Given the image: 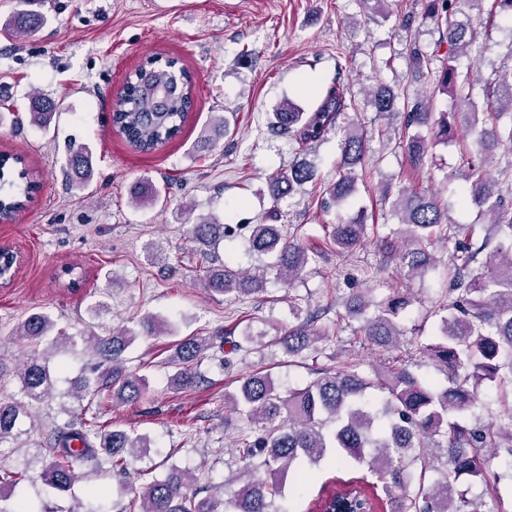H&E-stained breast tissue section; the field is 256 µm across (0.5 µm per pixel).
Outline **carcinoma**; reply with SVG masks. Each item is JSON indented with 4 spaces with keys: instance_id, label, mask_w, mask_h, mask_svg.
<instances>
[{
    "instance_id": "obj_1",
    "label": "carcinoma",
    "mask_w": 512,
    "mask_h": 512,
    "mask_svg": "<svg viewBox=\"0 0 512 512\" xmlns=\"http://www.w3.org/2000/svg\"><path fill=\"white\" fill-rule=\"evenodd\" d=\"M31 8L8 17L0 33L21 38L37 33L46 24V15L35 8L37 0H27ZM459 0H426L422 19L431 20L442 33L448 52L441 66L434 69L437 54L426 53L416 43L407 47L416 73L438 77V89L463 101H471L470 85L475 82L471 65L459 69L476 41L473 18L458 9ZM371 103L384 116L402 112L400 144L410 162L421 167L431 147L423 129L436 131L435 139L453 136L449 113L435 116L429 98L412 99L408 90L395 91L385 86L371 89ZM193 107L192 76L181 69L174 57L149 56L126 77L112 110V125L142 152H151L180 133ZM54 102L37 98L30 121L45 128L56 114ZM346 109L341 85L330 87L320 103L306 112L293 102L282 103L272 113L271 129L301 145L312 146L338 129V118ZM512 114V64L502 65L493 80L483 88L482 112H470L468 130L474 137L478 157L467 162L470 186L460 192L463 202L489 217L487 232L480 246L472 239L456 240V254L448 273L449 291L455 299L448 314L441 318L435 341L419 347V354L432 360L445 372L446 385L439 386L409 371L400 355H391L366 373L352 365L334 373L322 372L305 387L283 397L268 374L254 373L227 395L234 408L259 428L252 440L243 439L237 448L243 463V484L222 501L200 496L195 479L184 470L171 467L167 476L155 479L125 506L113 505L96 512H280L273 508L282 494L286 473L298 479L297 492L304 493L312 475L305 464L318 465L326 456L344 464H365L382 484L392 512H507L485 511V501L467 496L457 489L462 478L489 482L498 449L512 457V401L504 409L507 425H480L472 421L478 407L480 386L496 382L512 389V183L496 179L489 154L497 149L512 153V124L503 128L501 118ZM229 131V120L213 118L200 137V147H216ZM340 162L336 181L329 187V201L341 204L355 189L358 169L365 167L368 140L362 127L352 123L343 129L339 140ZM20 160L0 158V219L14 216L35 190V179L26 168H16ZM70 167L86 185L92 164L85 147L74 151ZM316 176L314 163H294L286 174L277 175L276 184H285L277 195L300 191ZM383 196L393 199V208L406 227L405 249L400 259L409 275L423 272L431 262L428 245L435 229L448 223V213L438 199L425 190L387 184ZM140 206H153L159 191L150 182L134 191ZM240 225L220 224L199 219L191 225V238L203 245L231 241ZM362 222L336 224L330 237L338 252H348L365 237ZM500 244L488 264L474 263L489 240ZM249 245L253 252L272 258L254 270H234L227 265L209 269L206 286L224 293L260 291L269 270L279 279L291 282L309 264L307 250L283 235L278 224H254ZM410 303L404 294L393 296L374 315L369 296L359 293L348 302V316L362 319L360 329L368 343L390 352L399 350L401 329L399 311ZM317 315L288 330L283 344L288 354L302 352L320 331L314 327ZM55 327L44 312L30 314L19 327L17 339L33 347L18 369L20 401H0V447L30 436L33 412L54 397L57 372L50 369L36 347ZM129 330L110 336L83 337L99 362L82 373L69 394L77 401L108 393L115 402H132L145 388V379L127 371L123 354L136 340ZM209 343L189 337L183 339L170 359L178 367L175 381L180 386L193 384L188 363L207 350ZM80 406L68 411L69 419L57 425L37 443L36 456L42 463V478L51 488L68 491L75 482L91 481L104 472L127 477L135 462L152 448L149 438L131 435L108 424L98 425L86 418ZM22 473L0 468V501L4 491L16 487Z\"/></svg>"
}]
</instances>
